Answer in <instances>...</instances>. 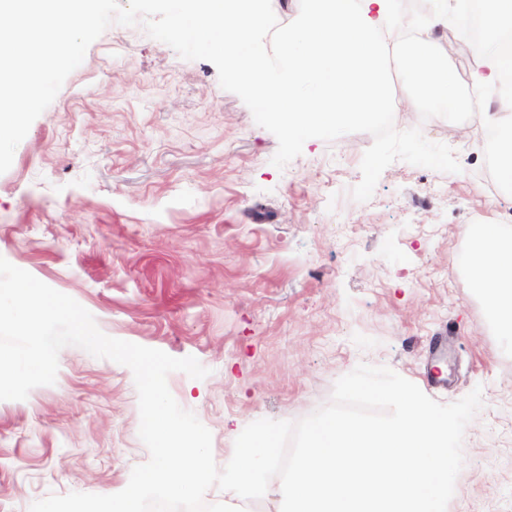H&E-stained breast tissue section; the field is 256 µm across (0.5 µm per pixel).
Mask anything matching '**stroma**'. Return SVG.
I'll use <instances>...</instances> for the list:
<instances>
[{"instance_id":"stroma-1","label":"stroma","mask_w":512,"mask_h":512,"mask_svg":"<svg viewBox=\"0 0 512 512\" xmlns=\"http://www.w3.org/2000/svg\"><path fill=\"white\" fill-rule=\"evenodd\" d=\"M403 95L395 82V128L447 144L461 170L397 161L361 203L370 134L309 139L276 168V137L211 62L110 26L0 174V256L104 334L208 368L167 383L220 467L248 424L309 415L362 362L444 404L482 388L447 512H512V336L471 286L462 233L512 226V191L484 189V128L449 138ZM58 363L55 384L0 401V512L118 493L149 459L131 370L76 346Z\"/></svg>"}]
</instances>
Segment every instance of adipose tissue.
I'll return each instance as SVG.
<instances>
[{"label":"adipose tissue","mask_w":512,"mask_h":512,"mask_svg":"<svg viewBox=\"0 0 512 512\" xmlns=\"http://www.w3.org/2000/svg\"><path fill=\"white\" fill-rule=\"evenodd\" d=\"M490 32L484 46L472 54L470 82L482 89H499L494 109L479 107L472 114L477 124L497 133L494 143V176L512 189V48L500 46L497 36L512 35V0H488ZM471 241L469 274L473 288L484 298L488 313L500 335H512V230L501 224L465 226ZM273 434L261 431L237 448L233 476L224 485V495L236 498L240 488L256 485L261 477L257 453L276 447Z\"/></svg>","instance_id":"1"}]
</instances>
